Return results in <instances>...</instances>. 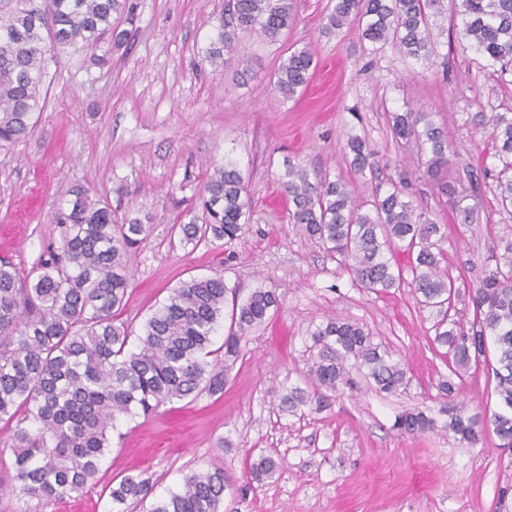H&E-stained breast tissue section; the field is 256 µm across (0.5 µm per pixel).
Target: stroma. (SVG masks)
<instances>
[{"label": "stroma", "instance_id": "obj_1", "mask_svg": "<svg viewBox=\"0 0 512 512\" xmlns=\"http://www.w3.org/2000/svg\"><path fill=\"white\" fill-rule=\"evenodd\" d=\"M126 43L47 52L43 110L25 141L0 146V256L21 271L59 242L53 216L72 185L107 198L119 219H140L149 235L128 258L129 300L121 319L140 333L180 281L223 275L235 300L275 290L278 312L240 343L221 394L182 400L153 415L121 418L97 484L77 498L47 503L0 496V512H111L109 487L142 475L154 498L176 490L185 474L220 468L227 487L221 512H512V453L492 432L476 445L445 431L450 376L445 347L434 341L435 310L410 288L374 293L288 221L280 177L287 162L309 174L353 184L363 202L375 189L407 178L409 190L442 224L448 271L462 290L457 317L471 320L469 288L494 266V247L512 237V213L500 211L490 171L495 144L469 118L512 112V82L474 62L452 12L432 19L435 55L403 58L390 45L373 52L351 24L323 34L330 0H296V20L277 41L242 35L228 62L205 60L214 17L224 0H131ZM309 47L316 67L306 89L286 100L274 74L291 52ZM433 112L450 134L446 180L466 190L479 213L461 223L446 195L418 178L416 157L392 137L395 112ZM378 154L372 185L350 166V136ZM236 162L252 201L242 236L232 243L181 242L172 227L200 212L199 196L214 164ZM363 325L404 363L406 390L383 396L364 380L322 409L291 415L281 391L305 386L309 333L326 317ZM495 356L471 368L460 386L468 413L496 409ZM419 408L439 429L408 436L396 417ZM279 464L252 482L259 455Z\"/></svg>", "mask_w": 512, "mask_h": 512}]
</instances>
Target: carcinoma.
<instances>
[{"label": "carcinoma", "mask_w": 512, "mask_h": 512, "mask_svg": "<svg viewBox=\"0 0 512 512\" xmlns=\"http://www.w3.org/2000/svg\"><path fill=\"white\" fill-rule=\"evenodd\" d=\"M28 2L0 0L1 146L26 138L35 113L44 107L46 43L92 48L109 35L119 47L126 32L112 31V17L129 19L133 11L128 0H46L43 9ZM448 2L461 17L458 35L482 67L502 79L512 74V0H334L322 32L331 35L357 21L362 40L372 48L390 43L407 57L428 61L435 53L430 18L447 11ZM215 21L205 59L220 66L244 32L277 40L294 21V0H225ZM313 62L307 47L291 53L275 73L276 93L295 97L307 85ZM472 122L489 130L495 141L497 200L503 209L512 208V113L478 112ZM390 129L395 139L416 149L419 177L436 182L448 171V130L434 113L396 112ZM347 148L356 172L375 174L374 151L366 138L350 137ZM282 185L291 203L290 223L340 256L358 286L378 293L407 286L423 306L436 310L435 341L448 348L455 376L486 361L488 343L495 344L498 409L467 415L458 401L460 385L444 381V428L473 445L490 427L499 447L512 451V239L499 240L496 267L482 270L470 290L473 319L464 324L449 314L459 289L443 266L441 227L409 197L404 181L375 194L370 211L347 183L312 180L291 161ZM442 190L462 223L479 220L475 209L464 204V192L446 183ZM65 196L53 217L60 228L59 245L48 246L30 273L0 258V422L10 430L4 445L11 451L12 469L11 482L0 481V493L48 502L70 499L94 481L119 418L148 416L191 395L223 392L241 338L280 304L276 291L257 288L232 309L220 357L211 344L229 288L219 274L192 278L173 289L142 333L133 336L118 315L128 296L127 256L147 238L149 225L137 218L116 223L109 203L91 199L80 185L68 188ZM200 200L202 214L176 225L182 240L212 238L228 244L242 235L251 203L235 164L214 167ZM397 252L407 256L412 278H405L404 268L393 262ZM310 336V389H289L280 399L283 410L295 415L312 404L327 406L353 385L354 371L380 393L395 394L407 385L405 365L373 342L364 327L333 317ZM394 427L421 434L435 429V421L415 409L399 415ZM277 468L268 456L250 465L257 480ZM225 487L223 470L194 471L148 512H220ZM151 492L150 479L125 476L110 490L112 512H129Z\"/></svg>", "instance_id": "obj_1"}]
</instances>
